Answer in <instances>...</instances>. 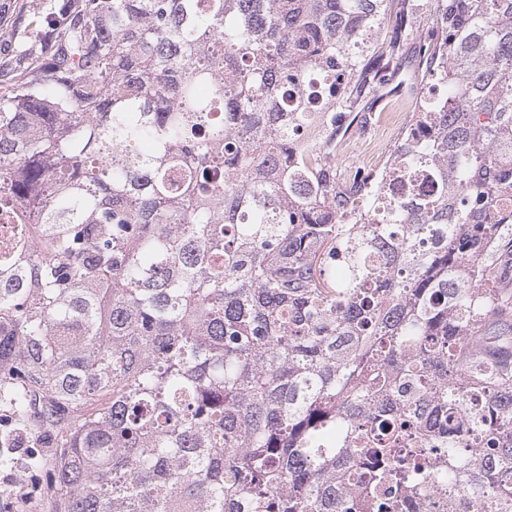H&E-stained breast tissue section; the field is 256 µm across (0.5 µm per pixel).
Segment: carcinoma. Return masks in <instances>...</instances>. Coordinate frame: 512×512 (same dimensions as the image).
<instances>
[{"instance_id":"cac0c4a2","label":"carcinoma","mask_w":512,"mask_h":512,"mask_svg":"<svg viewBox=\"0 0 512 512\" xmlns=\"http://www.w3.org/2000/svg\"><path fill=\"white\" fill-rule=\"evenodd\" d=\"M29 26L54 52L0 83V405L59 449L29 462L55 512H512V0ZM389 87L400 140L338 170Z\"/></svg>"}]
</instances>
